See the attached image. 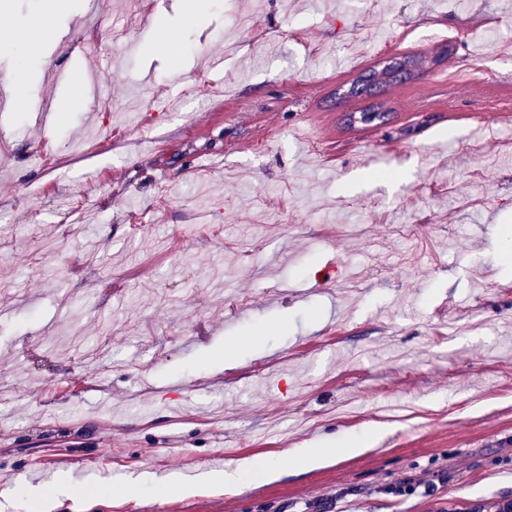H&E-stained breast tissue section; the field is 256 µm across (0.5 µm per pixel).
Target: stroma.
<instances>
[{"label":"stroma","instance_id":"1","mask_svg":"<svg viewBox=\"0 0 512 512\" xmlns=\"http://www.w3.org/2000/svg\"><path fill=\"white\" fill-rule=\"evenodd\" d=\"M179 3L66 0L22 103L0 43V512H45L61 474L55 512L512 502V111L487 107L512 0H219L184 56L145 55ZM445 45L386 123L346 122L366 102L338 89ZM227 448L281 479L175 491ZM375 433V430L368 428L360 434L347 436L336 444L325 441L313 448H294L291 450V455L298 469L302 471L318 469L340 458L362 453L371 446Z\"/></svg>","mask_w":512,"mask_h":512}]
</instances>
